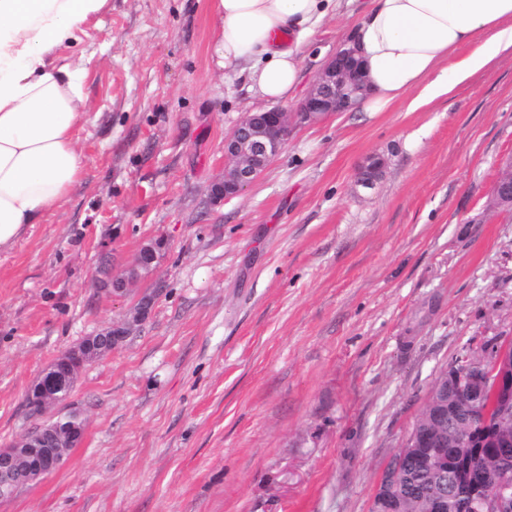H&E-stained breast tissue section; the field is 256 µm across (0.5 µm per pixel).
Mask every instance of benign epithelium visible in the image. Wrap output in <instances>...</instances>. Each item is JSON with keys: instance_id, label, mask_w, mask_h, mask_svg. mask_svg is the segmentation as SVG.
<instances>
[{"instance_id": "1", "label": "benign epithelium", "mask_w": 512, "mask_h": 512, "mask_svg": "<svg viewBox=\"0 0 512 512\" xmlns=\"http://www.w3.org/2000/svg\"><path fill=\"white\" fill-rule=\"evenodd\" d=\"M367 90L366 79L354 51L343 47L327 61L301 103L298 111L274 107L249 112L233 133L224 139V174L214 183V202L239 195L265 171L283 150L288 135L297 124H314L338 112L357 107ZM385 162L371 156L359 167L358 185L371 189L382 179ZM494 206L512 212V158L506 160L493 190ZM129 323L111 326L83 340L82 351L66 352L58 357L35 381L28 399L40 406L57 408L54 416L37 433H30L9 448L0 450V462L21 463L28 481L35 482L53 473L63 463L65 449L76 447L84 436L85 420L73 406L60 407L72 390L75 376L74 358L82 361L99 359L128 336ZM440 383V391L432 418V426L415 425L396 454L381 473L373 501L383 497L384 488L397 480L404 459L414 457L419 465L430 469L436 458L419 454L433 443L439 448H453L456 440L438 435L437 430L448 417L464 407L483 408L493 402L497 406L512 405V346L491 343L480 352L467 351L448 367ZM457 484L467 494L465 504L478 502L486 512H512V486L496 476H476L466 463L458 474Z\"/></svg>"}]
</instances>
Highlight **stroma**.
<instances>
[{"instance_id":"1","label":"stroma","mask_w":512,"mask_h":512,"mask_svg":"<svg viewBox=\"0 0 512 512\" xmlns=\"http://www.w3.org/2000/svg\"><path fill=\"white\" fill-rule=\"evenodd\" d=\"M368 0L314 29L297 110ZM213 0H111L88 58L83 173L0 255V448L41 424L27 394L90 335L148 316L77 372L64 465L0 512H369L441 371L512 342V54L411 108L295 126L240 195L211 202L224 139L270 103L209 53ZM386 161L371 189L369 156ZM160 243L125 295L96 288ZM384 169V160L380 157L371 156L359 167L356 182L363 188H374L382 179ZM494 206L502 212H512V158L506 159L493 190Z\"/></svg>"}]
</instances>
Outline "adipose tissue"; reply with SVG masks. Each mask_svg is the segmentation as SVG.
Masks as SVG:
<instances>
[{
    "instance_id": "obj_1",
    "label": "adipose tissue",
    "mask_w": 512,
    "mask_h": 512,
    "mask_svg": "<svg viewBox=\"0 0 512 512\" xmlns=\"http://www.w3.org/2000/svg\"><path fill=\"white\" fill-rule=\"evenodd\" d=\"M211 51L225 73L284 101L314 26L342 0H214ZM110 0H0V253L63 206L83 170L84 57H60ZM349 43L368 79L364 111L411 92L427 103L512 52V0H372ZM472 51L458 57L464 46Z\"/></svg>"
}]
</instances>
